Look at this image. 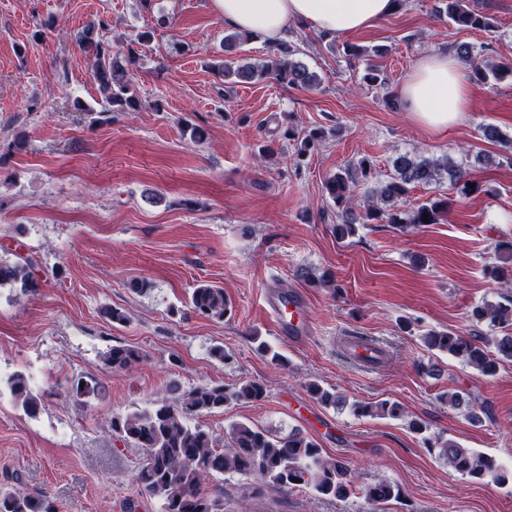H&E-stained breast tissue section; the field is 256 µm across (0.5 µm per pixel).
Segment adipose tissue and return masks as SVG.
I'll return each mask as SVG.
<instances>
[{
    "label": "adipose tissue",
    "instance_id": "adipose-tissue-1",
    "mask_svg": "<svg viewBox=\"0 0 512 512\" xmlns=\"http://www.w3.org/2000/svg\"><path fill=\"white\" fill-rule=\"evenodd\" d=\"M211 7L227 26L270 46L296 20L336 37L368 28L395 11L393 0H211ZM399 95L414 120L440 130L468 112L471 86L454 55L434 52L417 61Z\"/></svg>",
    "mask_w": 512,
    "mask_h": 512
}]
</instances>
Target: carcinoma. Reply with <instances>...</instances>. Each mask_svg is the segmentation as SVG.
Here are the masks:
<instances>
[{
  "instance_id": "cac0c4a2",
  "label": "carcinoma",
  "mask_w": 512,
  "mask_h": 512,
  "mask_svg": "<svg viewBox=\"0 0 512 512\" xmlns=\"http://www.w3.org/2000/svg\"><path fill=\"white\" fill-rule=\"evenodd\" d=\"M468 0H436L434 9L445 15L459 29L491 30L493 19L486 13H478L467 5ZM92 56L94 77L101 85L105 100L110 107L135 108L138 98L131 88L125 68L118 64L112 44L86 32L80 38ZM296 46L284 41L273 57L259 63H246L237 67L228 61L217 60L213 67L224 75V82L237 80L249 82L272 77L287 86L314 88L319 85L318 76L295 59ZM457 57L471 70V77L481 81L490 77L501 80L512 78V61L489 63L474 54L467 43L456 46ZM364 82L382 92L388 102L394 98L380 70L373 64L365 69ZM470 163L457 161L450 156L439 158L397 156L392 161L393 174L379 182V186L366 196L362 214L354 213V188L357 184L375 178L373 165L362 159L333 174L325 183V191L338 211L342 221L334 225L340 239L355 234L356 224H437L448 201L427 199L406 211L401 205L417 187L439 183L443 178L471 192L481 191V184L471 178ZM428 218H423V215ZM33 263L19 257L14 262L0 259V288L9 287L23 293L38 288L32 271ZM189 307L209 319H222L230 310V302L224 288L212 284H200L189 296ZM475 319L490 320L502 329L493 340L494 352L483 345L485 338L474 332L464 335L453 330H431L424 336L428 349L463 359L481 374L496 373L499 364L512 361V299L509 304L483 303L473 309ZM138 359L136 350L127 346H114L107 353L106 361L114 369H124ZM7 388L15 403L28 414L40 408V399L28 380L21 374L8 377ZM78 399L88 400L100 393L98 381L92 377H80L72 385ZM170 396L156 400L152 406L112 418V432L127 447L143 452L135 481L141 493L161 501V512H224V487H204L206 480L224 474L250 475L261 484L276 489L296 486L309 489L315 495L344 500L359 493L371 502H387L398 499L401 491L388 482H377L359 487L349 476L347 468L322 453L319 445L292 432L284 437L253 427L247 423L231 426L228 440L220 444L216 437L196 419L205 414L224 409L230 401L257 402L266 397L265 386L257 381H247L229 389L222 383L204 384L183 390L177 385L168 387ZM311 397L324 406L343 404L336 393L317 383L309 384ZM357 416L388 415L396 417L401 407L396 402L384 400L375 404L355 402L350 405ZM428 448H438L439 455L461 475L477 479L489 478L496 482L509 480V472L492 459L453 441L439 442V438L425 436ZM0 512H55L54 505L41 495H34L19 488L0 491Z\"/></svg>"
}]
</instances>
